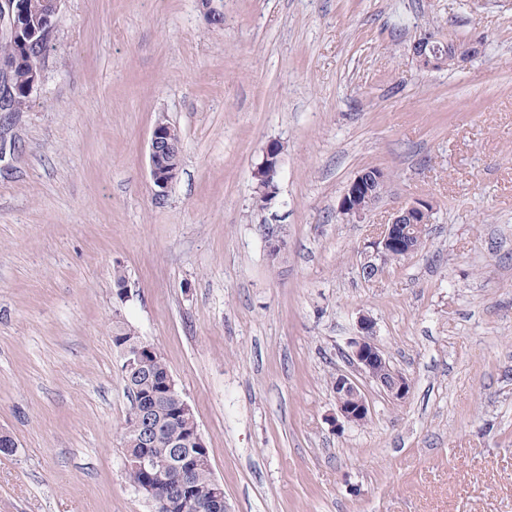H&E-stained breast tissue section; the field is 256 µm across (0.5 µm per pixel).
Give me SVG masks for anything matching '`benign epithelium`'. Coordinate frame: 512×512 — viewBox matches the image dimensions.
<instances>
[{"label":"benign epithelium","mask_w":512,"mask_h":512,"mask_svg":"<svg viewBox=\"0 0 512 512\" xmlns=\"http://www.w3.org/2000/svg\"><path fill=\"white\" fill-rule=\"evenodd\" d=\"M65 0H51L50 9L40 28L39 42L44 50L41 62L32 73L28 98H33L42 86L45 63L55 40L58 15ZM221 0H197V7L208 24L222 14ZM20 2L0 0V38L14 39L19 29ZM482 52V44L472 42L461 45L453 40H442L426 34L412 45V56L424 71H437L458 66ZM12 59L0 58V112L16 111L10 72ZM282 148L271 143L263 151L262 161L254 170L258 195L272 199L278 190V175ZM181 165V145L169 138L161 126H154L149 143L150 177L157 196H162L177 178ZM388 176L381 169H365L359 172L345 188L339 211L351 219H362L382 195ZM433 202L426 198H415L394 209L387 221L376 227L368 247L371 254L362 266L367 277L378 276L393 258L401 260L416 252L423 240L426 224L431 222ZM358 337L351 342L348 352L355 369L365 379L373 382L381 392L394 402L405 401L412 389V380L394 369L377 344L376 322L363 315L358 320ZM158 349L148 340L141 338L123 344L120 357L124 370L138 373L149 364V357ZM336 410L340 421L336 425L355 426L369 419L371 405L359 381L348 373H340L333 384ZM128 427L137 435L143 451L136 458L135 465L145 472H153L155 457L152 449L159 447L160 428L151 408H135L129 417ZM211 465L209 448L202 433H195L192 447L170 455L168 470L153 481L148 498L156 507L165 512H179L185 508L192 472L200 466Z\"/></svg>","instance_id":"obj_1"}]
</instances>
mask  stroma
<instances>
[{
    "label": "stroma",
    "instance_id": "35a3bbf8",
    "mask_svg": "<svg viewBox=\"0 0 512 512\" xmlns=\"http://www.w3.org/2000/svg\"><path fill=\"white\" fill-rule=\"evenodd\" d=\"M223 11L65 0L40 93L0 113L18 144L0 161V429L18 443L0 512H152L124 474L119 318L191 405L225 512H512V0ZM428 32L484 50L424 71ZM161 117L182 162L159 198ZM368 167L387 188L346 218ZM421 196L422 249L364 279L372 226ZM362 314L412 390L367 384L369 421L340 428L331 382ZM281 153L282 148L278 143L267 145L261 163L254 170L257 192L261 197L272 200L277 194ZM369 168L359 172L349 182L340 198L339 211L349 219H362L386 187L387 174L382 169Z\"/></svg>",
    "mask_w": 512,
    "mask_h": 512
}]
</instances>
